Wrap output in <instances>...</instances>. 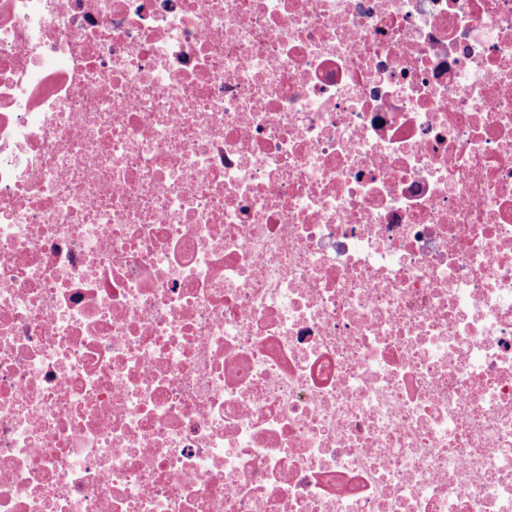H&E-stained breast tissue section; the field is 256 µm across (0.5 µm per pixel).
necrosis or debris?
Listing matches in <instances>:
<instances>
[{
    "instance_id": "obj_1",
    "label": "necrosis or debris",
    "mask_w": 512,
    "mask_h": 512,
    "mask_svg": "<svg viewBox=\"0 0 512 512\" xmlns=\"http://www.w3.org/2000/svg\"><path fill=\"white\" fill-rule=\"evenodd\" d=\"M0 512H512V0H0Z\"/></svg>"
}]
</instances>
